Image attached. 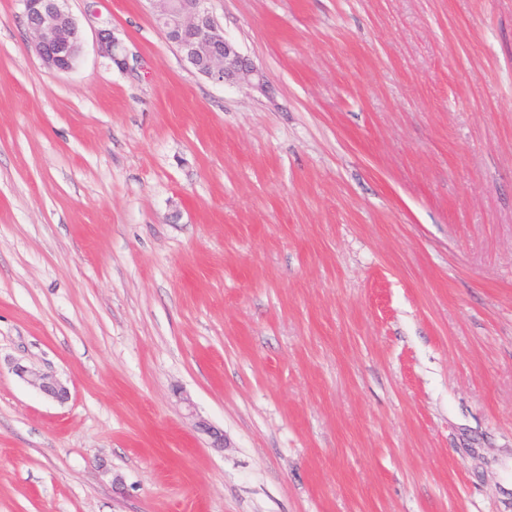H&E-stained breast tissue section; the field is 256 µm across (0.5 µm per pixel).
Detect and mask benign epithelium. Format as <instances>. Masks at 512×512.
<instances>
[{
	"instance_id": "1",
	"label": "benign epithelium",
	"mask_w": 512,
	"mask_h": 512,
	"mask_svg": "<svg viewBox=\"0 0 512 512\" xmlns=\"http://www.w3.org/2000/svg\"><path fill=\"white\" fill-rule=\"evenodd\" d=\"M20 2L35 56L49 69L71 72L81 52V41L74 19L64 8L66 0ZM146 2L153 7L157 28L199 74L218 84L263 81L260 70L224 37L223 29L207 7L209 0ZM99 42L104 57L122 64V46L112 32L103 31ZM12 371L52 401L64 404L71 397L70 388L54 376L18 362ZM195 428L212 439V447H224V433L208 422L199 420Z\"/></svg>"
}]
</instances>
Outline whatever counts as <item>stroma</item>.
I'll list each match as a JSON object with an SVG mask.
<instances>
[{
    "label": "stroma",
    "instance_id": "obj_1",
    "mask_svg": "<svg viewBox=\"0 0 512 512\" xmlns=\"http://www.w3.org/2000/svg\"><path fill=\"white\" fill-rule=\"evenodd\" d=\"M210 7L0 0V512H512V0ZM20 2L35 56L49 69L71 72L81 52V41L74 19L64 8L66 0ZM157 28L191 67L218 84H258L263 74L224 37L209 0H147ZM12 371L19 378L35 387L44 397L60 404L66 403L70 397V388L54 376L40 373L31 366L16 362Z\"/></svg>",
    "mask_w": 512,
    "mask_h": 512
}]
</instances>
